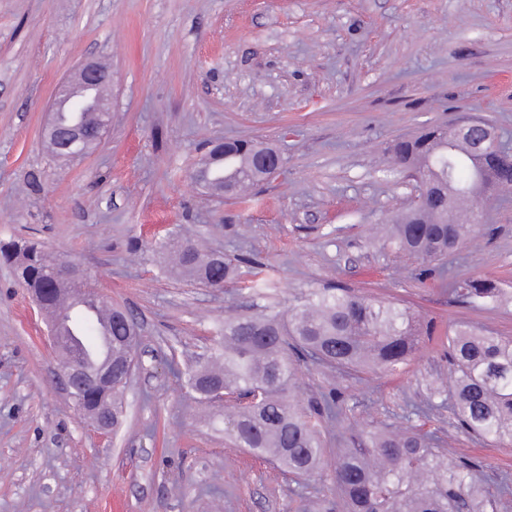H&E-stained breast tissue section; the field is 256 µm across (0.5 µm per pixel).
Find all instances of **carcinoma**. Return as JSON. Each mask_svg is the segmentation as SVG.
I'll return each instance as SVG.
<instances>
[{
	"instance_id": "carcinoma-1",
	"label": "carcinoma",
	"mask_w": 512,
	"mask_h": 512,
	"mask_svg": "<svg viewBox=\"0 0 512 512\" xmlns=\"http://www.w3.org/2000/svg\"><path fill=\"white\" fill-rule=\"evenodd\" d=\"M54 119L63 125L98 124L93 118L62 112ZM235 154L225 165L214 156L203 157L195 177L210 185L213 166L231 178L247 201L245 188L257 183L251 160L256 145L239 140L227 143ZM396 164L414 171L421 181H435L438 190L421 207L414 206L395 224L384 246L396 253L423 260H443L462 244L474 224L448 208V194L469 200L474 170L490 174L487 158L466 150L448 148V130L431 129L412 142L394 148ZM188 240L173 233L154 247V254L173 250L177 260L170 273L193 275L204 283L228 282L236 265L214 262L204 253L186 248ZM0 258L14 265L20 284L41 305L56 304L50 270L60 257L34 241L0 243ZM457 300L486 311L497 310L507 300L506 289L483 279L453 284ZM110 311L105 322L94 319V342L107 339L112 357L138 349V336L127 335L120 309ZM428 324L410 306L369 298L349 288H322L309 292L283 314L271 310L256 315L224 319L218 348L207 361L187 373L186 387L201 399L218 384L224 393L240 397L262 390L256 403H239L214 413L212 424H224V434L239 448L275 458L288 472L310 476L320 466L324 448L319 426L338 418L336 400L329 397L305 409L291 399L295 367L290 355L320 366L338 369H381L392 372L417 351ZM448 361L454 376L448 383V405L457 424L470 437L499 444L512 442V336L460 324L449 331ZM482 471L473 463L448 455L441 437L399 429L359 436L352 448H342L336 459V495L322 499V512H499L502 498L512 493V480L496 482L497 493L485 491Z\"/></svg>"
}]
</instances>
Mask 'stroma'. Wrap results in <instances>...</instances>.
Segmentation results:
<instances>
[{"label":"stroma","mask_w":512,"mask_h":512,"mask_svg":"<svg viewBox=\"0 0 512 512\" xmlns=\"http://www.w3.org/2000/svg\"><path fill=\"white\" fill-rule=\"evenodd\" d=\"M89 59L112 72V122L89 154L59 159L50 107ZM477 119L512 141V0H0V239L80 264L140 341L121 424L100 436L58 379L45 317L0 263V512H303L333 493L337 449L406 427L512 473V447L472 439L448 407L414 411L453 375L451 325L512 336V304L487 313L449 291L471 278L512 289V193L492 194L447 262L380 240L418 190L392 163L396 142ZM225 139L287 157L253 206L192 178ZM180 229L262 265L268 290L166 275L150 247ZM326 285L403 301L433 333L393 373L300 364L296 399L334 393L341 415L323 426L321 469L298 478L232 447L181 374L226 315L285 310Z\"/></svg>","instance_id":"stroma-1"}]
</instances>
